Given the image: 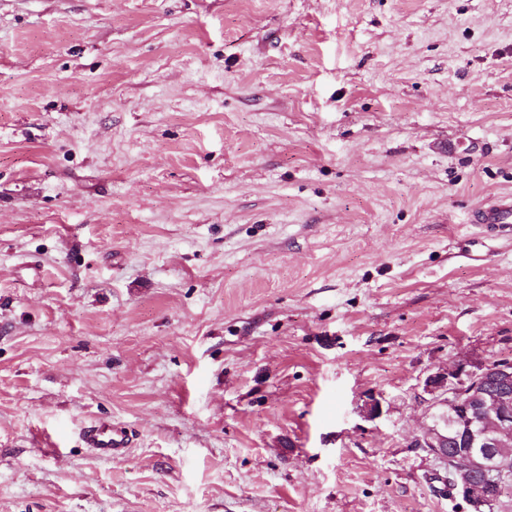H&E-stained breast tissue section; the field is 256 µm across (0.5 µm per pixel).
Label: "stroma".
Returning <instances> with one entry per match:
<instances>
[{"instance_id": "stroma-1", "label": "stroma", "mask_w": 512, "mask_h": 512, "mask_svg": "<svg viewBox=\"0 0 512 512\" xmlns=\"http://www.w3.org/2000/svg\"><path fill=\"white\" fill-rule=\"evenodd\" d=\"M510 193L512 0H0V512H452ZM474 221L483 227L487 234L512 238V197H498L483 204L474 213ZM84 440L89 448L107 460L121 456L129 443V436L112 427L111 423H93L84 431Z\"/></svg>"}]
</instances>
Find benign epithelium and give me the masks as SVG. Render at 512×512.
Instances as JSON below:
<instances>
[{"label": "benign epithelium", "instance_id": "7a95c632", "mask_svg": "<svg viewBox=\"0 0 512 512\" xmlns=\"http://www.w3.org/2000/svg\"><path fill=\"white\" fill-rule=\"evenodd\" d=\"M423 389L431 405L448 412L456 427L448 431L427 425L415 446L440 454L442 448L463 440L464 448L447 463L453 475L452 495L469 512H486L491 497L487 485L475 479L476 472H485L499 486L512 482V459L503 451V436L512 431V361H460L429 373ZM361 412L367 419L380 417L381 400L367 395Z\"/></svg>", "mask_w": 512, "mask_h": 512}]
</instances>
